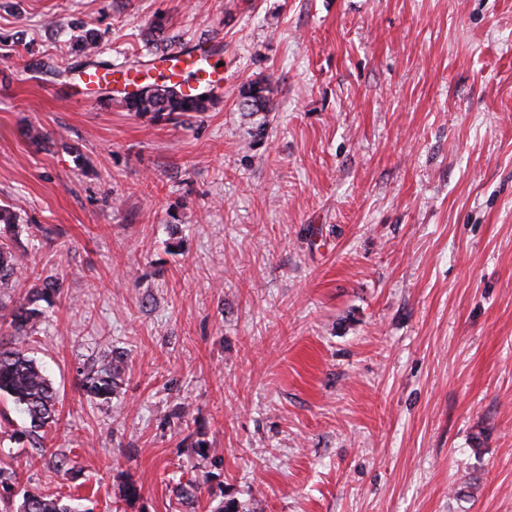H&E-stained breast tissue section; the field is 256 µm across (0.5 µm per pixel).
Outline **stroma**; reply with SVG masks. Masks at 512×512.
Listing matches in <instances>:
<instances>
[{
    "instance_id": "35a3bbf8",
    "label": "stroma",
    "mask_w": 512,
    "mask_h": 512,
    "mask_svg": "<svg viewBox=\"0 0 512 512\" xmlns=\"http://www.w3.org/2000/svg\"><path fill=\"white\" fill-rule=\"evenodd\" d=\"M159 18L223 40L209 111L59 98L77 36L124 70ZM0 204L11 298L64 277L25 342L59 422L21 447L0 402V510L512 512V0H0ZM278 89L266 79L250 81L242 86L241 97L246 112L273 111L274 96ZM16 219L17 216L10 206L0 205V224H4L6 231L11 235L0 236V296L9 288H13L15 279L23 270L24 253L20 252L17 245L14 246L18 238ZM124 371L123 355L112 352L102 356L80 373L79 386L86 395L108 402L112 399ZM80 499L63 497H47L41 495H23L22 501L16 507V512H83Z\"/></svg>"
}]
</instances>
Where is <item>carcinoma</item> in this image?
Returning <instances> with one entry per match:
<instances>
[{
  "instance_id": "cac0c4a2",
  "label": "carcinoma",
  "mask_w": 512,
  "mask_h": 512,
  "mask_svg": "<svg viewBox=\"0 0 512 512\" xmlns=\"http://www.w3.org/2000/svg\"><path fill=\"white\" fill-rule=\"evenodd\" d=\"M97 39L93 32L79 36L72 44L71 51L87 66L95 65L92 57L96 54ZM277 93L266 79L250 81L242 86L243 106L248 112H271L274 110V96ZM129 112L149 115L155 120L177 121L189 113L209 110L213 100L201 96H188L173 91L172 85L163 82L152 84V88L137 98L121 100ZM17 216L9 206L0 205V224L5 225L10 237L0 236V294L13 287L15 279L22 273L24 254L14 245L18 238ZM63 280L57 275H48L38 287L28 291L11 306L0 319L8 320L11 336L26 340L34 325L45 314V307L52 306L61 297ZM125 371V359L121 355H104L86 367L79 378L81 390L88 396L108 402L118 387V380ZM0 397L10 401L14 409L24 415L28 426L16 433L17 440H28L37 447L35 437L43 428L56 421L58 396L51 380L35 359L22 349L0 346ZM16 512H83L77 499H62L41 495H25L16 507Z\"/></svg>"
}]
</instances>
